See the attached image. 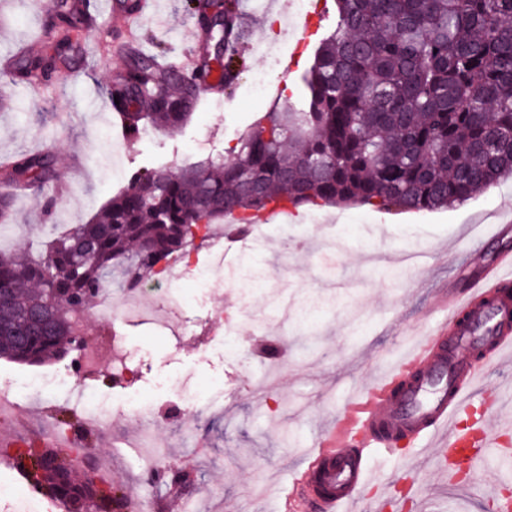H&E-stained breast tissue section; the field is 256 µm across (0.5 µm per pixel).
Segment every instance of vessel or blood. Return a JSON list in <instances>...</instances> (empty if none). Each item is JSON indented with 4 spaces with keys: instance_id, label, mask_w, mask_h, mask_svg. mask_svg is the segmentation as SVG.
<instances>
[{
    "instance_id": "obj_1",
    "label": "vessel or blood",
    "mask_w": 512,
    "mask_h": 512,
    "mask_svg": "<svg viewBox=\"0 0 512 512\" xmlns=\"http://www.w3.org/2000/svg\"><path fill=\"white\" fill-rule=\"evenodd\" d=\"M482 285L443 289L434 336L419 342L398 367L348 403L345 422L335 423L307 455L286 500L315 504L322 512H354L371 474V462L351 445V430L378 447L406 439L429 448L439 472L456 484L460 470L482 471L486 451L501 447L500 431L512 419L500 414L461 415L482 394L473 351L491 347L498 363H512V252L500 253L481 273Z\"/></svg>"
}]
</instances>
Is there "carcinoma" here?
I'll return each mask as SVG.
<instances>
[{
	"instance_id": "1",
	"label": "carcinoma",
	"mask_w": 512,
	"mask_h": 512,
	"mask_svg": "<svg viewBox=\"0 0 512 512\" xmlns=\"http://www.w3.org/2000/svg\"><path fill=\"white\" fill-rule=\"evenodd\" d=\"M241 0L219 6L224 29V83L237 76L239 46L249 37ZM336 28L326 35L301 77V107L285 101L254 121L227 158L207 157L178 172L147 170L87 224L53 229L40 256L0 252V285H21L0 308V359L39 366L66 358L75 323L102 289L137 288L166 273L173 257L187 259V225L206 195L205 237L224 213L246 229L260 212L305 206L361 204L380 210L433 211L464 203L512 177V0H334ZM86 11L59 0L47 31L73 48L71 33ZM127 138L151 127L175 132L196 85L179 71L161 73L142 54L118 83ZM19 190L44 191L54 178L49 153L23 154L3 172ZM259 189L245 190L249 178ZM52 322L28 312L46 292ZM26 333L25 339L18 332ZM71 469L59 448L18 453Z\"/></svg>"
}]
</instances>
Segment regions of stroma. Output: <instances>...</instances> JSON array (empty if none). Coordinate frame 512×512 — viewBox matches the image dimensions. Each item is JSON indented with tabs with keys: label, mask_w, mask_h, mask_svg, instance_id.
<instances>
[{
	"label": "stroma",
	"mask_w": 512,
	"mask_h": 512,
	"mask_svg": "<svg viewBox=\"0 0 512 512\" xmlns=\"http://www.w3.org/2000/svg\"><path fill=\"white\" fill-rule=\"evenodd\" d=\"M55 0H0V56L23 45L54 42L44 23ZM156 14L124 20L100 13L93 30L58 61L37 90L0 75V164L43 149L55 155L48 193L21 194L14 229L0 247L23 245L37 253L48 224L86 223L125 189L133 173L152 168L177 171L187 163L226 154L261 113L298 95L322 34L335 27L328 12L318 25L290 38L297 58L290 70L268 71L278 89L255 99L249 84L262 60L244 55L236 84L205 93L190 123L176 134L123 138L101 107L113 79L129 61L115 48L137 40L143 52L182 60L199 30L190 0H158ZM58 205L46 212V194ZM512 207V178L467 202L424 213L386 212L339 206L340 223L264 224L258 259L266 269L249 299L236 289L179 285L186 303L179 312L186 331L163 336L153 325L116 320L110 332L135 354L134 375L109 372L84 379L85 389L119 401L135 390L152 402L146 417L114 412L100 435L90 436L98 462L111 466L116 486L139 487L154 512H188L190 499L202 512H318L278 501L273 489L305 467L306 449L327 421L347 410L386 368L399 364L418 336L433 332L441 289L468 287L497 252L512 251V230L474 244L469 226L488 231L499 211ZM433 250L413 278H404L392 258L417 242ZM485 391L475 411L492 414L497 399L512 397V368L490 355L478 363ZM159 441L153 465L164 477L136 485L145 467L137 444L145 421ZM413 445L400 441L394 453L376 449L370 495L392 496L391 512H494L479 496L445 489L436 462L424 473L401 468Z\"/></svg>",
	"instance_id": "obj_1"
}]
</instances>
